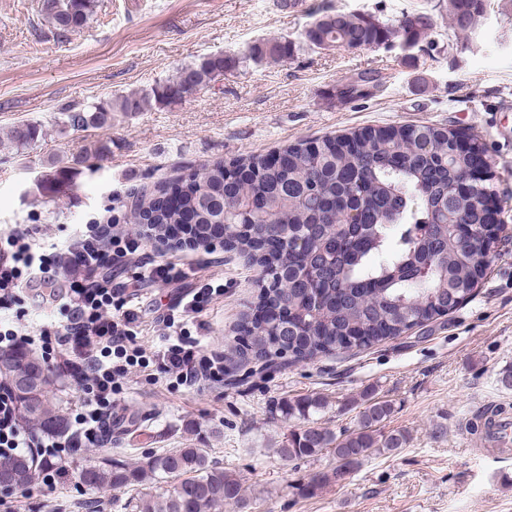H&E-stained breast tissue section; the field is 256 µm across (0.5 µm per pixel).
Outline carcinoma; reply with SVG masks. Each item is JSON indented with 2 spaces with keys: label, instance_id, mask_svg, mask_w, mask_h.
I'll list each match as a JSON object with an SVG mask.
<instances>
[{
  "label": "carcinoma",
  "instance_id": "1",
  "mask_svg": "<svg viewBox=\"0 0 512 512\" xmlns=\"http://www.w3.org/2000/svg\"><path fill=\"white\" fill-rule=\"evenodd\" d=\"M41 11L61 34L81 31L94 0H51ZM488 0H448L454 31L475 33ZM430 24L425 13H407L394 23L370 14H324L305 31L322 49L373 48L393 38L412 47ZM289 41L260 43L250 58L286 59ZM222 55H210L178 69L175 77L142 96L112 102L73 104L59 109V123L71 129L104 128L112 112H138L149 103L172 105L204 89L224 74ZM375 72L341 86L340 98L359 100L382 91ZM43 135L40 124L19 122L10 142L23 151ZM446 127L408 125L358 129L341 136L303 139L275 158L222 160L131 191L130 219L148 224L154 240L195 241L219 234L224 247L248 254L260 269L252 313L239 325L232 350L240 359L294 364L318 357L368 349L445 316L465 303L486 277L501 245L497 230L485 227L478 200L498 193L492 165L472 180V157L488 156L486 145ZM111 152L106 141L85 146L74 165H57L42 175L44 194L71 186L81 167ZM0 374L8 377L21 419L58 438L69 430L68 416L46 400L49 367L25 347L0 351ZM281 416L296 421L277 454L285 460L328 451L333 472L316 475L315 488L348 474L374 455L392 454L406 442L403 431H384L393 412L388 400L370 397L357 415L356 429L336 434L318 425L323 404L315 397L285 399ZM38 460L19 454L0 460V490L33 483ZM174 476L178 483L163 496L139 500L138 512H223L245 507L240 480L211 461L201 448H179L147 458L139 466L112 461L79 471L81 484L121 490Z\"/></svg>",
  "mask_w": 512,
  "mask_h": 512
}]
</instances>
